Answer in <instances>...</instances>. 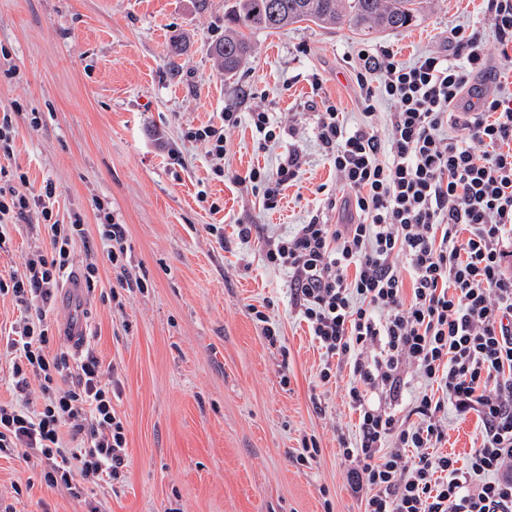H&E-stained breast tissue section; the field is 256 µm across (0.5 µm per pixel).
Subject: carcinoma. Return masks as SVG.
<instances>
[{"instance_id":"1","label":"carcinoma","mask_w":512,"mask_h":512,"mask_svg":"<svg viewBox=\"0 0 512 512\" xmlns=\"http://www.w3.org/2000/svg\"><path fill=\"white\" fill-rule=\"evenodd\" d=\"M422 12L423 0H233L234 28L212 45L211 53L231 78L249 57L248 34L255 30L274 33L301 22L327 28L346 22L369 35L409 28Z\"/></svg>"}]
</instances>
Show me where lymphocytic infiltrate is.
<instances>
[{"label":"lymphocytic infiltrate","mask_w":512,"mask_h":512,"mask_svg":"<svg viewBox=\"0 0 512 512\" xmlns=\"http://www.w3.org/2000/svg\"><path fill=\"white\" fill-rule=\"evenodd\" d=\"M485 14L499 66L489 65L477 28L456 32L452 53L410 64L382 47L357 57L360 122L332 105L319 112L344 221L314 215L263 238L256 225L236 226L240 244L260 239L265 266L287 273L292 304L326 356L321 382L334 364L349 367L346 398L359 427L342 455L363 512H512V94L471 85L473 76L495 82L512 70V0H486ZM378 100L390 107L386 117L374 110ZM244 120L262 149L291 133L267 112L228 111L222 126L189 129L216 159V175L227 129ZM302 165L292 150L275 169L254 167L234 181L273 210ZM26 183L0 166V250L10 224L53 194L23 192ZM46 230L49 251L0 278V296L25 310L0 330L15 394L0 403V453L45 461L47 482L79 499L123 477L127 421L112 405V369L92 347L49 348L51 298L85 230L77 217ZM473 412L480 443L467 463L437 452L449 415Z\"/></svg>","instance_id":"1"}]
</instances>
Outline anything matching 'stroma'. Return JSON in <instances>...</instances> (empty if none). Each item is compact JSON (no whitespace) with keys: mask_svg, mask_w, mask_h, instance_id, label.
<instances>
[{"mask_svg":"<svg viewBox=\"0 0 512 512\" xmlns=\"http://www.w3.org/2000/svg\"><path fill=\"white\" fill-rule=\"evenodd\" d=\"M227 0H0V114L16 130L0 164L26 173L28 188L53 186L46 205L59 223L81 216L87 237L71 267L96 264L88 339L120 382L115 410L128 421L125 477L86 500L44 479L46 465L0 456V504L13 512H360L345 481L339 435L355 436L345 399L347 371L329 383L324 355L289 300L285 273L265 267L259 243L239 244L233 224L282 231L341 196L317 137V106L348 122L362 105L357 54L387 46L411 63L451 53L455 30L480 28L490 64L500 49L482 23L483 0H429L417 23L363 35L348 26L299 23L254 32L252 55L233 79L209 47L224 36ZM184 42L170 70L171 39ZM269 112L292 136L262 150L248 124L231 129L225 166L214 175L188 129L222 125L225 110ZM304 164L277 209L233 181L253 166L275 168L285 150ZM177 152L172 163L169 152ZM125 225L124 269L102 256L97 226ZM223 227L225 242L209 225ZM0 277L48 250L40 211L13 227ZM138 288L110 289L122 276ZM264 307L281 336L269 343L252 307ZM306 437L320 452L303 464Z\"/></svg>","mask_w":512,"mask_h":512,"instance_id":"obj_1","label":"stroma"}]
</instances>
